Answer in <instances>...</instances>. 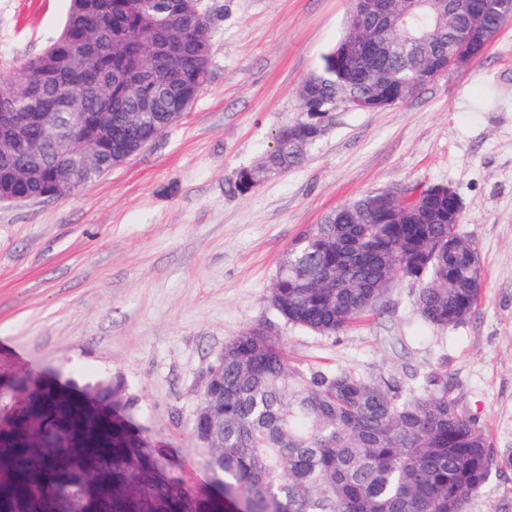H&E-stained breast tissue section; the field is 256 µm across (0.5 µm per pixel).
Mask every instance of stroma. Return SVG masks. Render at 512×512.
Here are the masks:
<instances>
[{
    "mask_svg": "<svg viewBox=\"0 0 512 512\" xmlns=\"http://www.w3.org/2000/svg\"><path fill=\"white\" fill-rule=\"evenodd\" d=\"M210 74L190 109L87 186L0 203V380L49 367L123 386L135 425L188 485L211 484L192 433L201 381L225 343L256 326L303 367L412 385L446 363L461 408L500 463L468 512H512V20L476 60L377 111H334L302 163L240 194L298 89L344 32L350 0H201ZM67 0H0V73L58 33ZM452 186L478 247L479 304L455 328L423 325L400 281L337 335L293 326L269 290L292 240L375 189Z\"/></svg>",
    "mask_w": 512,
    "mask_h": 512,
    "instance_id": "1",
    "label": "stroma"
}]
</instances>
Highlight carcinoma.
<instances>
[{"label":"carcinoma","instance_id":"1","mask_svg":"<svg viewBox=\"0 0 512 512\" xmlns=\"http://www.w3.org/2000/svg\"><path fill=\"white\" fill-rule=\"evenodd\" d=\"M493 22L508 20L501 4L471 0ZM442 6L417 7L406 24L384 30L387 53L375 65L405 80L443 64L466 26L448 29ZM211 22L187 0H68L61 28L49 45L13 76L0 77V94L27 118L15 137L42 138L54 122L40 164L79 157L69 131L80 124L84 144L94 140L98 113L131 137H159L172 124L179 88L201 82L210 54ZM98 44L86 55L81 44ZM307 85L311 111L330 115L338 98L372 111L398 103L403 86L373 91L364 73L333 47ZM147 96L166 108L139 112ZM308 119L281 129L264 168L286 171L313 144ZM124 144L112 140L104 167L121 163ZM259 179L243 171L234 190L247 193ZM411 188L363 194L305 229L289 245L270 288L274 308L289 324L320 335L345 331L375 310L400 280L417 284L423 322L455 328L473 314L482 287L476 244L461 232L457 192L439 185L418 200ZM22 374L0 382V512H466L481 490L496 450L475 419L451 396L442 361L406 388L354 371L304 368L288 359L283 342L263 327L224 345V373L202 384L199 401L211 418H194L192 431L212 434L206 449L213 488L187 485L164 448L115 404L119 386L80 384ZM96 392L95 403L86 393Z\"/></svg>","mask_w":512,"mask_h":512}]
</instances>
